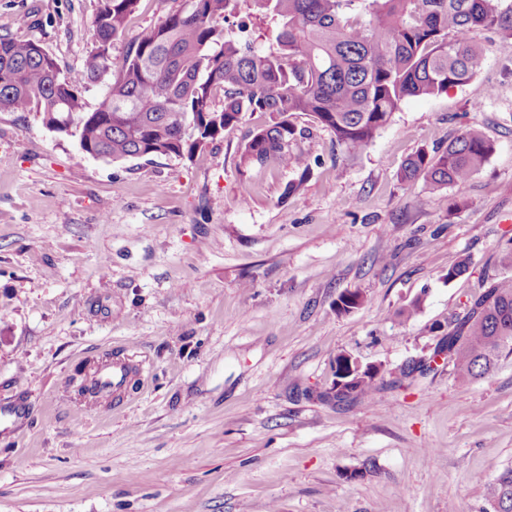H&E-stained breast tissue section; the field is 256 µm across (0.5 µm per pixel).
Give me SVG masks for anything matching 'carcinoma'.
<instances>
[{
    "mask_svg": "<svg viewBox=\"0 0 512 512\" xmlns=\"http://www.w3.org/2000/svg\"><path fill=\"white\" fill-rule=\"evenodd\" d=\"M138 2L100 0L96 47L85 65L92 79L110 68L114 78L99 109L83 111L78 92L38 43L0 36V111L35 110L55 132L75 128L81 154L114 162L190 157L242 113L267 112L270 124L243 145L240 165L277 164L305 173L306 159L288 150L296 135L293 116L307 115L330 129L353 157L406 99L474 80L486 60L472 41L474 30L512 37V0H182L115 66L109 48ZM244 3L257 8L269 50L231 38L222 25ZM218 93L220 110L213 105ZM493 151L480 129L465 126L443 151L409 157L400 179L422 178L431 190L463 183ZM438 350L470 381L512 352V276L492 278ZM334 375L333 386L342 391L318 398L374 396L377 372L350 375L338 361ZM486 499V512H512V468L487 485Z\"/></svg>",
    "mask_w": 512,
    "mask_h": 512,
    "instance_id": "1",
    "label": "carcinoma"
}]
</instances>
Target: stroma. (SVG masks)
Instances as JSON below:
<instances>
[{"instance_id":"obj_1","label":"stroma","mask_w":512,"mask_h":512,"mask_svg":"<svg viewBox=\"0 0 512 512\" xmlns=\"http://www.w3.org/2000/svg\"><path fill=\"white\" fill-rule=\"evenodd\" d=\"M177 7L140 0L113 60ZM97 8L0 0V35L37 42L89 112L113 79L84 67ZM472 37L474 81L406 100L355 158L295 115L305 175L241 168L264 112L192 156L123 162L0 112V408L24 409L0 419V512H482L512 468V354L470 382L434 356L512 273V38ZM465 125L495 145L477 174L400 181ZM114 353L134 371L86 409L78 369ZM341 354L379 368L375 399L315 400Z\"/></svg>"}]
</instances>
